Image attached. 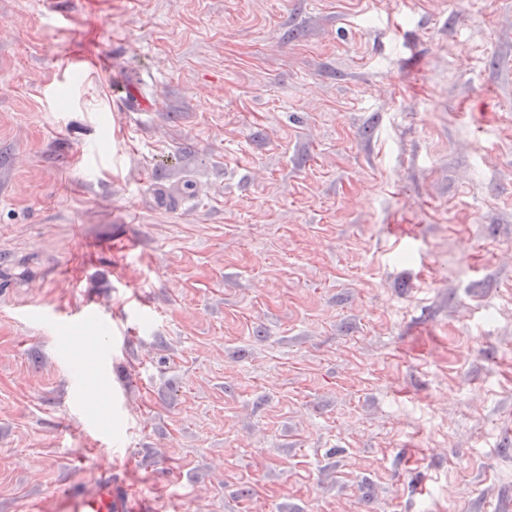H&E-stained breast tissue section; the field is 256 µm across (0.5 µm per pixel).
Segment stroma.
<instances>
[{
  "instance_id": "stroma-1",
  "label": "stroma",
  "mask_w": 512,
  "mask_h": 512,
  "mask_svg": "<svg viewBox=\"0 0 512 512\" xmlns=\"http://www.w3.org/2000/svg\"><path fill=\"white\" fill-rule=\"evenodd\" d=\"M0 253V512H512V0H0ZM113 94L132 110L137 112H151L153 101L141 95L137 85L125 83L122 79L115 77L112 84ZM42 320L46 319L53 328L59 332H66L73 336H66L69 340L79 343L96 361L98 368L105 363L108 350L100 343V336H85L83 330L90 324H96L100 328L99 335L112 336L114 332L112 321L104 319L97 311L81 312L77 318L61 319L58 316H47L41 312L29 313V316ZM104 393L105 395L100 399V401H96L94 403V416L86 420V425L96 433L106 434L107 432L100 416L106 419L112 418V396L108 391H104ZM145 508L128 505L121 492L110 482L100 483L93 491H82L73 483L61 491L32 503L28 512H141Z\"/></svg>"
}]
</instances>
